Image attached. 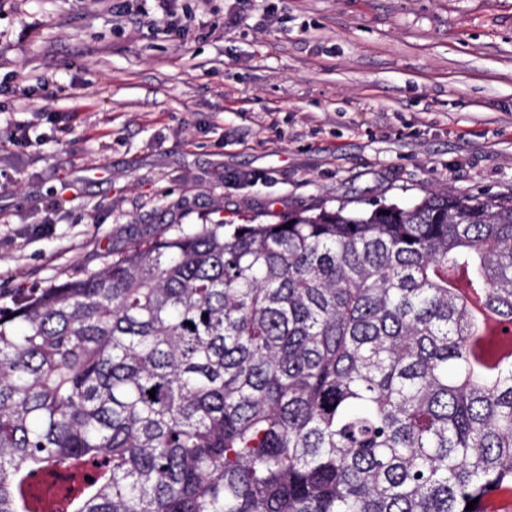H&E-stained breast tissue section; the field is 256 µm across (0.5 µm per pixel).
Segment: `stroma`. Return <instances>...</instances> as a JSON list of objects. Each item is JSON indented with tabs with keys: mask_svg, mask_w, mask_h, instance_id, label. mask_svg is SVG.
<instances>
[{
	"mask_svg": "<svg viewBox=\"0 0 512 512\" xmlns=\"http://www.w3.org/2000/svg\"><path fill=\"white\" fill-rule=\"evenodd\" d=\"M173 11L0 0L1 310L180 227L512 194V0Z\"/></svg>",
	"mask_w": 512,
	"mask_h": 512,
	"instance_id": "stroma-1",
	"label": "stroma"
}]
</instances>
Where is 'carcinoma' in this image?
Segmentation results:
<instances>
[{
    "mask_svg": "<svg viewBox=\"0 0 512 512\" xmlns=\"http://www.w3.org/2000/svg\"><path fill=\"white\" fill-rule=\"evenodd\" d=\"M223 228L0 315V512H501L512 197Z\"/></svg>",
    "mask_w": 512,
    "mask_h": 512,
    "instance_id": "obj_1",
    "label": "carcinoma"
}]
</instances>
